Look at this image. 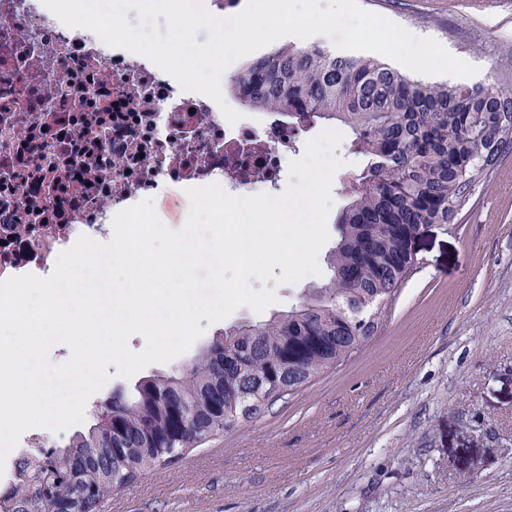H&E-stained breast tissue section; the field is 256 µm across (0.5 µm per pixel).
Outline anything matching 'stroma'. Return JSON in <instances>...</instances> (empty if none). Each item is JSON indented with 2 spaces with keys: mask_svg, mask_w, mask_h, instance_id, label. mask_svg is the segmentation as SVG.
Instances as JSON below:
<instances>
[{
  "mask_svg": "<svg viewBox=\"0 0 512 512\" xmlns=\"http://www.w3.org/2000/svg\"><path fill=\"white\" fill-rule=\"evenodd\" d=\"M476 66L470 85L512 86V0H358ZM355 136L327 225L363 169ZM418 264L378 330L301 390L112 494L122 512H512V147L479 174L451 223L413 243ZM324 276L277 287L263 313L207 325L190 352L117 376L86 405L189 362L224 329L287 312Z\"/></svg>",
  "mask_w": 512,
  "mask_h": 512,
  "instance_id": "1",
  "label": "stroma"
}]
</instances>
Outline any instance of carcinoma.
I'll use <instances>...</instances> for the list:
<instances>
[{
  "instance_id": "cac0c4a2",
  "label": "carcinoma",
  "mask_w": 512,
  "mask_h": 512,
  "mask_svg": "<svg viewBox=\"0 0 512 512\" xmlns=\"http://www.w3.org/2000/svg\"><path fill=\"white\" fill-rule=\"evenodd\" d=\"M233 84L246 105L355 134L365 165L338 219L331 276L285 313L224 329L178 371L141 381L134 398L112 396L60 460L45 448L26 452L0 490V512H50L56 503L97 512L116 489L168 465L175 449L259 414L269 394L257 380L286 366L296 391L346 359L376 333L377 304L416 266L412 235L450 223L471 182L512 142L511 86L426 82L320 45L275 49ZM239 394L246 400L230 405Z\"/></svg>"
}]
</instances>
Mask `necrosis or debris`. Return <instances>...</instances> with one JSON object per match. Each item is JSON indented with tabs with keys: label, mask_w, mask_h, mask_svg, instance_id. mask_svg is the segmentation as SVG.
Wrapping results in <instances>:
<instances>
[{
	"label": "necrosis or debris",
	"mask_w": 512,
	"mask_h": 512,
	"mask_svg": "<svg viewBox=\"0 0 512 512\" xmlns=\"http://www.w3.org/2000/svg\"><path fill=\"white\" fill-rule=\"evenodd\" d=\"M221 87L237 123L42 0H0V281L50 276L79 236L111 239L115 215L147 198L183 204L214 182L277 193L301 127Z\"/></svg>",
	"instance_id": "obj_1"
}]
</instances>
